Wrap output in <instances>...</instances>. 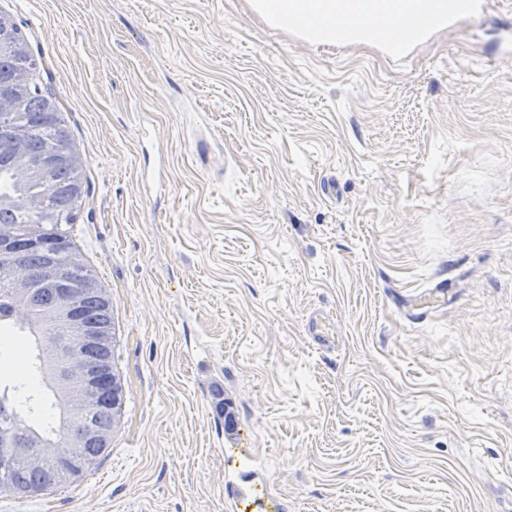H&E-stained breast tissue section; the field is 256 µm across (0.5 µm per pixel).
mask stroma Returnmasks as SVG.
<instances>
[{
	"label": "stroma",
	"instance_id": "1",
	"mask_svg": "<svg viewBox=\"0 0 512 512\" xmlns=\"http://www.w3.org/2000/svg\"><path fill=\"white\" fill-rule=\"evenodd\" d=\"M65 109L112 297V450L0 512H512V11L398 57L252 0H0ZM447 281L427 324L400 295ZM336 317L315 351L310 312ZM223 387V400L208 391ZM305 335L309 344L322 353L336 349V319L333 314L313 311L306 319ZM224 485L229 497V509L232 512H267L278 510L270 500L263 487L254 466L235 467L225 470Z\"/></svg>",
	"mask_w": 512,
	"mask_h": 512
}]
</instances>
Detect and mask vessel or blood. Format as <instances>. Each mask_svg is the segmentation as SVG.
Returning <instances> with one entry per match:
<instances>
[{"label": "vessel or blood", "mask_w": 512, "mask_h": 512, "mask_svg": "<svg viewBox=\"0 0 512 512\" xmlns=\"http://www.w3.org/2000/svg\"><path fill=\"white\" fill-rule=\"evenodd\" d=\"M480 0H336V40L355 43L369 35H381L394 53H402L419 41L444 15H474ZM446 287L435 286L428 293L411 296L404 310L416 322H424L430 309L446 302ZM309 344L323 353L336 349V319L333 314L314 311L306 319ZM225 491L231 512H272L273 502L260 485L255 467H237L224 473Z\"/></svg>", "instance_id": "obj_1"}]
</instances>
